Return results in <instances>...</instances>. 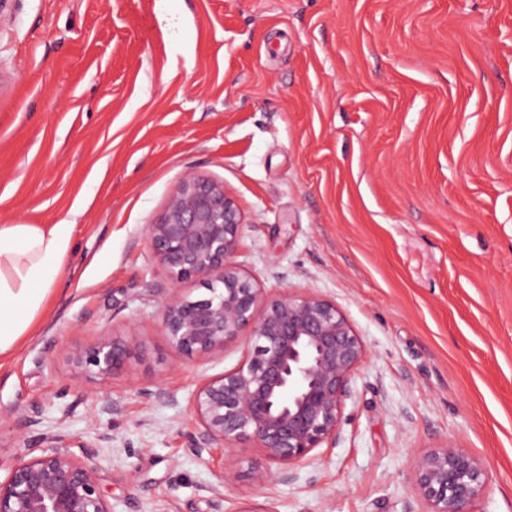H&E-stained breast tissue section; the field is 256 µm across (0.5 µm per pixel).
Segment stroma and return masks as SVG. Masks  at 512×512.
<instances>
[{
    "label": "stroma",
    "instance_id": "35a3bbf8",
    "mask_svg": "<svg viewBox=\"0 0 512 512\" xmlns=\"http://www.w3.org/2000/svg\"><path fill=\"white\" fill-rule=\"evenodd\" d=\"M189 174L242 210L255 287L324 296L365 346L335 440L262 489L255 445L191 450L198 385L250 346L187 356L160 326L159 289L204 292L144 234ZM0 224L74 227L0 369V467L35 406L42 432L97 416L112 512H212L228 467L224 512H430L409 473L452 442L492 476L472 512H512V0H11ZM131 326L119 376L72 363Z\"/></svg>",
    "mask_w": 512,
    "mask_h": 512
}]
</instances>
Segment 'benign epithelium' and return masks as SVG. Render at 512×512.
<instances>
[{
    "label": "benign epithelium",
    "instance_id": "1",
    "mask_svg": "<svg viewBox=\"0 0 512 512\" xmlns=\"http://www.w3.org/2000/svg\"><path fill=\"white\" fill-rule=\"evenodd\" d=\"M243 226L224 183L187 175L144 233L176 279H197L208 291L196 299L175 289L159 294L170 345L188 356L234 341L252 346L246 362L196 389L192 451L200 457L213 448L256 444L267 464L252 467L249 477L263 488L271 479L268 465L293 467L336 437L364 343L336 303L307 290L267 297L255 287L236 261ZM142 350L141 336L131 329L125 336H102L71 358L82 373L105 380ZM38 414L19 421L17 439L26 453L0 480V512H112L93 445L62 432L32 434ZM409 480L430 512H471L490 475L448 443L417 457Z\"/></svg>",
    "mask_w": 512,
    "mask_h": 512
}]
</instances>
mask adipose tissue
<instances>
[{"mask_svg": "<svg viewBox=\"0 0 512 512\" xmlns=\"http://www.w3.org/2000/svg\"><path fill=\"white\" fill-rule=\"evenodd\" d=\"M72 232L69 224H0V364L44 311Z\"/></svg>", "mask_w": 512, "mask_h": 512, "instance_id": "obj_1", "label": "adipose tissue"}]
</instances>
